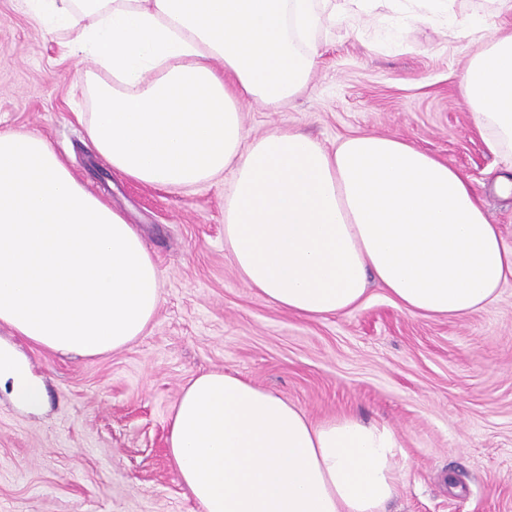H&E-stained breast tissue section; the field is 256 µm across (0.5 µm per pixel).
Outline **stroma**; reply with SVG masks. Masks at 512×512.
Instances as JSON below:
<instances>
[{
	"instance_id": "35a3bbf8",
	"label": "stroma",
	"mask_w": 512,
	"mask_h": 512,
	"mask_svg": "<svg viewBox=\"0 0 512 512\" xmlns=\"http://www.w3.org/2000/svg\"><path fill=\"white\" fill-rule=\"evenodd\" d=\"M316 66L292 101L242 105L257 137L278 129L332 147L375 134L405 140L476 188L512 248L506 174L461 95L481 43L405 21L385 46L369 25L329 21ZM91 61L0 0V130L46 139L91 193L135 224L160 272L162 303L143 336L96 357L20 350L47 389L38 413L0 392V512H198L167 453L168 422L196 376L221 370L322 421L390 425L400 483L385 512H512V278L462 319L406 312L371 285L356 309L289 313L247 287L224 249L232 177L185 190L142 185L92 148Z\"/></svg>"
}]
</instances>
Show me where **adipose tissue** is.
Returning a JSON list of instances; mask_svg holds the SVG:
<instances>
[{"label":"adipose tissue","mask_w":512,"mask_h":512,"mask_svg":"<svg viewBox=\"0 0 512 512\" xmlns=\"http://www.w3.org/2000/svg\"><path fill=\"white\" fill-rule=\"evenodd\" d=\"M88 79V138L138 183L189 189L232 171L224 248L251 288L308 318L360 306L370 284L401 309L463 318L512 276V249L472 182L393 137L326 148L290 130L249 138L243 101L277 104L308 84L320 0H25ZM459 15L455 0H393L419 21L481 36L462 93L490 152L512 158V0ZM160 273L134 225L90 193L42 137L0 131V326L30 345L95 357L142 336ZM0 391L25 408L45 389L0 343ZM396 432L352 417L312 421L271 390L212 371L185 387L167 452L201 512H383Z\"/></svg>","instance_id":"adipose-tissue-1"}]
</instances>
